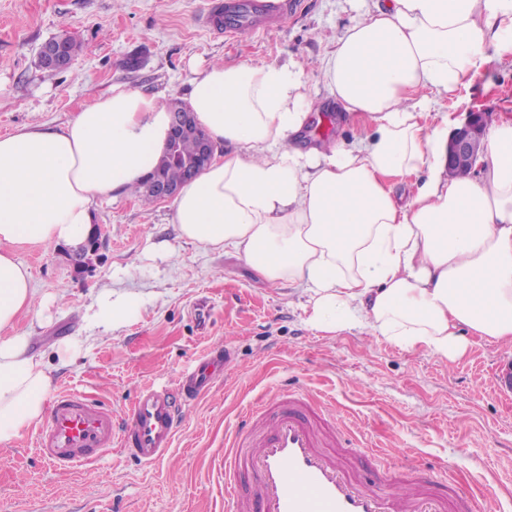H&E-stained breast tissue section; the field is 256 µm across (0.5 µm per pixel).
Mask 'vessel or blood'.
Instances as JSON below:
<instances>
[{
  "mask_svg": "<svg viewBox=\"0 0 512 512\" xmlns=\"http://www.w3.org/2000/svg\"><path fill=\"white\" fill-rule=\"evenodd\" d=\"M295 7L296 0H225L224 34L271 28ZM228 359V352L211 353L176 387L143 388L120 418L81 394L59 392L39 430V451L65 471L114 445L154 463L170 448L181 414ZM356 448L348 432L329 423L306 394L290 390L247 410L225 442L227 512H469L455 488H437L411 467L408 493L375 487L346 461Z\"/></svg>",
  "mask_w": 512,
  "mask_h": 512,
  "instance_id": "obj_1",
  "label": "vessel or blood"
}]
</instances>
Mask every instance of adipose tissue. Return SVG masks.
<instances>
[{
	"label": "adipose tissue",
	"mask_w": 512,
	"mask_h": 512,
	"mask_svg": "<svg viewBox=\"0 0 512 512\" xmlns=\"http://www.w3.org/2000/svg\"><path fill=\"white\" fill-rule=\"evenodd\" d=\"M512 57V0H385L320 61L329 96L369 134L303 149L314 110L298 62L194 70L188 102L227 146L174 198L182 239L232 250L269 283L308 297L326 333L362 328L403 349L456 359L467 335L512 343V118L494 116L469 175L448 171L451 113L431 92L471 85ZM169 105L121 86L62 126L0 136V444L42 419L51 389L19 318L38 296L18 245L83 242L95 201L128 193L164 153ZM425 173L408 199L392 181ZM142 295L99 292L91 325L124 327Z\"/></svg>",
	"instance_id": "adipose-tissue-1"
}]
</instances>
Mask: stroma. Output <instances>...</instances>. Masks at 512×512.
<instances>
[{
    "label": "stroma",
    "instance_id": "stroma-1",
    "mask_svg": "<svg viewBox=\"0 0 512 512\" xmlns=\"http://www.w3.org/2000/svg\"><path fill=\"white\" fill-rule=\"evenodd\" d=\"M379 2L297 0L274 30L228 41L201 21L224 0H0V135L34 122L62 125L116 85L185 99L193 61H317ZM62 33L81 50L51 75L39 69L38 53ZM135 55L138 67H128ZM438 106L461 119L472 109L512 114V60L493 62L471 86L440 95ZM94 209L106 238L92 272L75 276L57 244L16 248L37 293L60 298L16 326L54 390L78 392L118 417L144 386L174 384L202 355L224 349L231 359L151 466L112 447L61 471L40 455L36 425L22 428L0 445V512H225L226 437L248 409L290 389L335 412L379 464L417 462L440 484L463 488L474 512H512V393L492 384L512 372V345L472 336L452 361L363 329L322 333L307 324L300 292L267 283L234 252L181 239L168 202L121 196ZM159 242L174 259L153 255ZM104 288L146 299L114 332L85 320ZM69 337L78 348L62 366L54 345Z\"/></svg>",
    "mask_w": 512,
    "mask_h": 512
}]
</instances>
